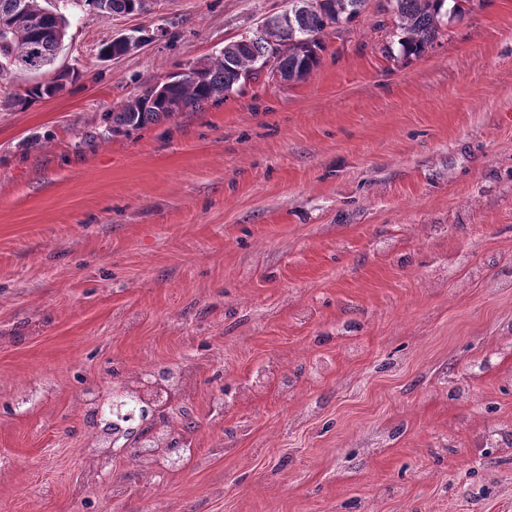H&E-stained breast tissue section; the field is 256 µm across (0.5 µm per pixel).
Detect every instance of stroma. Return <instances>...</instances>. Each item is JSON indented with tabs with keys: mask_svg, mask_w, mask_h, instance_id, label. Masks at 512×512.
I'll use <instances>...</instances> for the list:
<instances>
[{
	"mask_svg": "<svg viewBox=\"0 0 512 512\" xmlns=\"http://www.w3.org/2000/svg\"><path fill=\"white\" fill-rule=\"evenodd\" d=\"M42 5L79 77L0 109V512H512V0L411 60L368 5L305 80L109 139L288 0ZM162 369L191 454H90ZM72 4L88 6L102 14L126 13L133 7V2L139 5L142 0H68Z\"/></svg>",
	"mask_w": 512,
	"mask_h": 512,
	"instance_id": "1",
	"label": "stroma"
}]
</instances>
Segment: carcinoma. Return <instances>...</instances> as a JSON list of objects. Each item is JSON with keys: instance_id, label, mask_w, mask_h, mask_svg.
<instances>
[{"instance_id": "cac0c4a2", "label": "carcinoma", "mask_w": 512, "mask_h": 512, "mask_svg": "<svg viewBox=\"0 0 512 512\" xmlns=\"http://www.w3.org/2000/svg\"><path fill=\"white\" fill-rule=\"evenodd\" d=\"M41 0H0V16H8L22 7L36 19V23L23 26L13 34L10 44L0 48V79L20 71L23 61L37 58L49 66L66 37V20L40 5ZM75 5L88 6L102 14L126 13L134 0H71ZM292 23L288 28L277 26L278 15L267 18L272 35L281 41L276 48L274 69L284 81L304 79L321 63L326 49L324 36L331 28L358 18L368 0H291ZM392 37L396 38L405 59L420 58L434 47L444 22L461 19L468 12L471 0H389ZM270 54V43L265 37L255 36L246 43L238 40L224 44L215 59L191 67L188 80L172 78L163 94L157 95L152 87L129 98L116 110L107 114L106 133L113 136L127 134L150 124H158L176 117L189 109H201L212 100H220L239 85L262 76L260 61ZM63 92V87L52 77L38 82L8 100L12 107L25 109L30 105ZM128 403L139 407L142 424L128 432L126 441L137 452L152 448L160 441L155 432L152 413L140 403L139 396L128 395ZM90 426L104 437L111 436L112 423L106 415L94 409L90 413ZM194 428L193 419L183 416L180 432L168 435L162 462L187 452V435Z\"/></svg>"}]
</instances>
